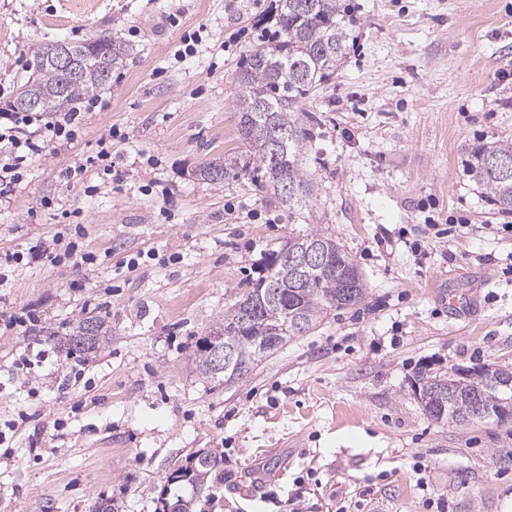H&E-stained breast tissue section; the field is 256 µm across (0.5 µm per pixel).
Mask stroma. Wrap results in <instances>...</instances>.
Wrapping results in <instances>:
<instances>
[{"label": "stroma", "instance_id": "stroma-1", "mask_svg": "<svg viewBox=\"0 0 512 512\" xmlns=\"http://www.w3.org/2000/svg\"><path fill=\"white\" fill-rule=\"evenodd\" d=\"M350 3L345 59L304 106L318 121L303 163L320 229L368 298L227 386L198 374L193 351L294 225L252 176L212 185L194 171L245 150L232 78L278 0H0V113L44 44L106 33L128 48L104 108L0 206V253L63 232L107 257L91 272L26 261L0 287V315L41 317L39 337L0 334V512H159L198 452L223 463L194 512H437L430 499L512 512V422L437 423L413 388L426 368H512V229L471 157L512 140V0ZM113 127L123 182L67 184ZM450 288L463 318L441 301ZM90 309L111 344L65 357L57 335ZM32 348L45 364L18 370Z\"/></svg>", "mask_w": 512, "mask_h": 512}]
</instances>
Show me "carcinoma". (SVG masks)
I'll list each match as a JSON object with an SVG mask.
<instances>
[{
  "instance_id": "obj_1",
  "label": "carcinoma",
  "mask_w": 512,
  "mask_h": 512,
  "mask_svg": "<svg viewBox=\"0 0 512 512\" xmlns=\"http://www.w3.org/2000/svg\"><path fill=\"white\" fill-rule=\"evenodd\" d=\"M279 7L278 30L248 51L233 77L235 116L247 155L214 158L200 166L196 176L220 185L232 173L258 171L262 186L288 210V218L315 224L319 185L304 169L302 157L312 139L306 124L315 122L316 117L302 106L340 66L349 11L344 0H279ZM70 49L78 70V78L71 84L51 59L50 47L45 45L38 51L37 75L18 94L35 101L27 111L49 116L73 111L81 100L110 87L112 70L123 63L125 54L123 43L106 34L72 42ZM277 128L288 129L290 136L274 156L267 148V139ZM503 158L512 160V141L483 146L475 152L476 171L498 211L512 214V172L506 175L495 167ZM311 244L320 246L324 268L292 272L286 257ZM265 269V275L248 284L209 336L196 346L194 361L204 377L235 383L299 335L295 324L310 331L332 312L356 306L367 296L366 283L353 259L335 239L317 229L288 234L285 243L271 253ZM268 294L274 296L273 303L260 309L252 304L255 298ZM237 329L243 334L234 343V366L227 371L215 370L213 348L223 344L218 334ZM111 335L106 318L87 316L65 334L63 348L69 355L96 353L111 341ZM488 381L484 367L452 378L446 373L421 371L417 379L421 405L437 423H465L473 400ZM215 464L214 456L196 454L170 480L201 488Z\"/></svg>"
}]
</instances>
